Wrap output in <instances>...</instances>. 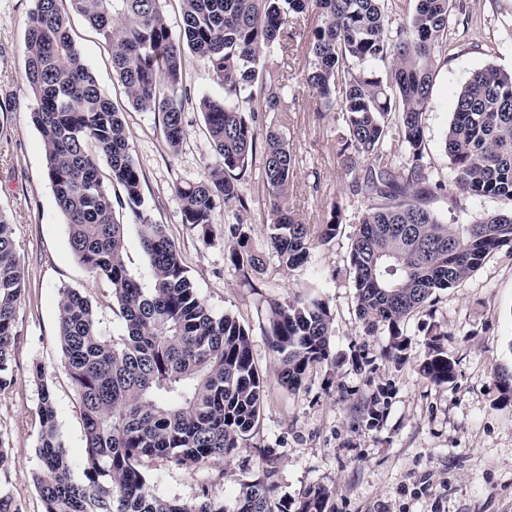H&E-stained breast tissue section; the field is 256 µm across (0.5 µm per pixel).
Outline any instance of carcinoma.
<instances>
[{"instance_id": "cac0c4a2", "label": "carcinoma", "mask_w": 512, "mask_h": 512, "mask_svg": "<svg viewBox=\"0 0 512 512\" xmlns=\"http://www.w3.org/2000/svg\"><path fill=\"white\" fill-rule=\"evenodd\" d=\"M164 2L34 0L29 15L25 77L36 102L32 121L42 137L47 178L74 256L92 277L109 282L123 319V334L109 338L98 328L89 295L59 289V342L79 397L86 457L78 480L59 434L46 370L37 364L39 467L33 482L44 512H289L288 502L271 497V448L265 478L243 484L231 508L205 488L192 501L163 498L151 489L142 467L147 457L197 467L220 464L244 447L260 416L264 385L249 333L234 316L214 315L198 297L179 250L144 207L143 172L128 149L125 115L76 46L70 13L82 16L109 45L112 71L132 108L162 114L173 154L186 138V54L202 61L224 89L222 99L198 101L215 162L202 179L176 186L175 197L182 223L199 229L205 242L216 236V201L233 210L225 259L246 281L265 265V254L251 246V202L239 187L255 158L261 159L269 202L270 247L288 267L303 265L314 245L334 239L342 224L336 203L314 226L291 215L293 155L285 137L262 123L263 114L281 110L288 93L278 75L259 81L262 61L288 48L293 17L318 14L306 83L326 111L341 114L339 164L352 191L368 199L350 249L356 311L367 331L387 330L383 356L397 365L408 360L405 321L512 248V210L446 224L420 189L432 181L423 121L450 26L457 23L455 0H182L176 32ZM391 11L402 17L395 28ZM392 131L403 146L397 162L385 150ZM445 151L456 187L448 194L449 208L461 210L462 200L473 196L512 203V71L472 73L456 94ZM101 157L110 167L108 182L99 171ZM113 185L121 187L122 207L139 229L150 288L126 267L125 224L113 209ZM24 283L12 226L0 213V390L12 383L9 363ZM266 335L289 389L298 388L311 367L336 362L330 310L314 290L286 308L274 306ZM445 335L431 329L419 364L435 383L455 375L456 362L441 344ZM496 376L500 401L512 403V371ZM329 499L328 489L313 486L297 512H327Z\"/></svg>"}]
</instances>
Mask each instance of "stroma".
Instances as JSON below:
<instances>
[{"label": "stroma", "mask_w": 512, "mask_h": 512, "mask_svg": "<svg viewBox=\"0 0 512 512\" xmlns=\"http://www.w3.org/2000/svg\"><path fill=\"white\" fill-rule=\"evenodd\" d=\"M463 4L468 32L454 41L436 71L423 124L425 160L448 185L453 175L444 138L457 92L475 70H512V29L503 26L512 22V0ZM33 6L34 0H0V211L13 226L25 268L10 361L14 382L0 391V446L10 457L0 488L21 512H43L32 482L39 434L33 365L48 372L58 430L75 468H82L85 455L78 397L59 345L60 287L90 295L105 335L123 332L108 284L92 278L74 258L46 178L41 135L31 121L35 102L24 77ZM316 24L314 12L295 16L288 52L265 57L267 70L284 74L288 95L281 111L266 113L264 121L287 138L295 158L289 206L296 220L322 223L336 203L344 221L333 240L311 250L304 266L288 268L268 250L265 195L257 174H250L241 187L252 200L251 240L265 251L266 268L247 282L225 262L222 234L234 221L232 212L216 206L212 220L222 234L206 244L198 229L183 223L175 200V186L200 180L215 160L201 112L186 108L187 137L179 153L171 154L160 116L128 108L105 41L83 17L70 20V33L102 91L126 111L128 148L143 170L145 206L165 226L201 299L214 313L235 316L249 332L254 365L266 389L245 447L223 463L204 467L145 459L151 488L158 496L186 501L206 487L230 503L243 484L263 477L265 452L272 448L278 455L272 492L277 500L296 504L309 487L321 486L331 493L330 512H512V404L500 403L496 382L498 368L512 370V253H496L461 286L440 292L406 322V364L398 367L384 359L388 333L367 332L358 320L350 275L351 237L366 201L352 191L338 163V114L322 112L304 81L308 39ZM430 206L448 224L512 209L507 201L470 197L452 211L444 194ZM315 274L323 279L337 361L314 366L301 386L290 390L280 382L266 335L268 312L272 305L293 303L299 284ZM435 325L445 330L442 345L456 362L454 379L443 384L425 378L417 367ZM368 403L382 416L378 426H368L360 416V407Z\"/></svg>", "instance_id": "35a3bbf8"}]
</instances>
